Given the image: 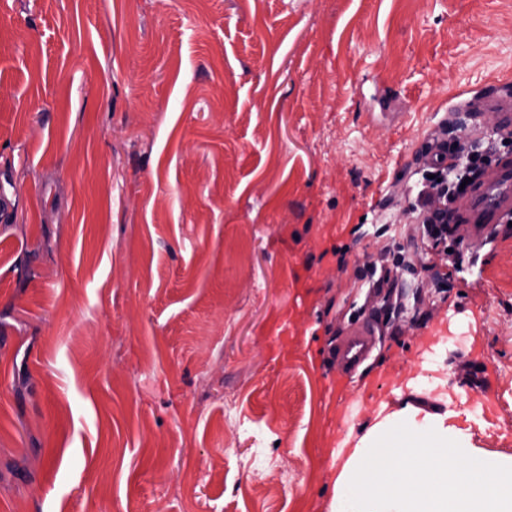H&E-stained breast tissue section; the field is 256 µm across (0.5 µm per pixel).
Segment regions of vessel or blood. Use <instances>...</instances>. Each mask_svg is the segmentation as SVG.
Masks as SVG:
<instances>
[{
  "label": "vessel or blood",
  "mask_w": 512,
  "mask_h": 512,
  "mask_svg": "<svg viewBox=\"0 0 512 512\" xmlns=\"http://www.w3.org/2000/svg\"><path fill=\"white\" fill-rule=\"evenodd\" d=\"M465 108L474 114L497 113L498 127L512 130V91L501 90L467 100ZM460 222L468 224L471 242L483 244L489 230L512 212V154L499 155L456 203ZM376 344L372 324H354L329 350L337 380L352 378L370 358Z\"/></svg>",
  "instance_id": "1"
}]
</instances>
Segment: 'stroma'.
Masks as SVG:
<instances>
[{"label":"stroma","mask_w":512,"mask_h":512,"mask_svg":"<svg viewBox=\"0 0 512 512\" xmlns=\"http://www.w3.org/2000/svg\"><path fill=\"white\" fill-rule=\"evenodd\" d=\"M506 87L512 0H0V512H333L356 400L512 466V226L448 257L412 213L426 132ZM377 262L380 264V273L378 278L374 279L378 272ZM377 262L369 265L366 276L373 280L372 288H375V297H379L388 309L397 311L402 307V297L394 291L391 273L397 272V269L409 267L411 259L405 255L400 242L391 238L380 250ZM375 344L376 331L368 322L354 324L346 336L336 340L329 350L336 381L352 378L370 358Z\"/></svg>","instance_id":"1"}]
</instances>
